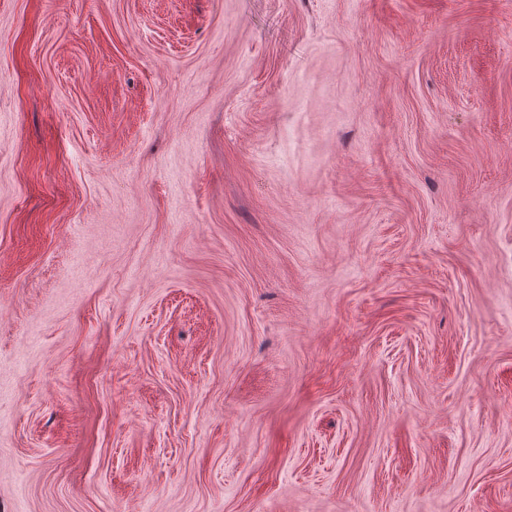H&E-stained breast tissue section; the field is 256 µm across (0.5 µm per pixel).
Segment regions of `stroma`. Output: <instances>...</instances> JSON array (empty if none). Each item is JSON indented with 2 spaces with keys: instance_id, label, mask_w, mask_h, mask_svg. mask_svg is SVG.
Masks as SVG:
<instances>
[{
  "instance_id": "35a3bbf8",
  "label": "stroma",
  "mask_w": 512,
  "mask_h": 512,
  "mask_svg": "<svg viewBox=\"0 0 512 512\" xmlns=\"http://www.w3.org/2000/svg\"><path fill=\"white\" fill-rule=\"evenodd\" d=\"M0 512H512V0H0Z\"/></svg>"
}]
</instances>
